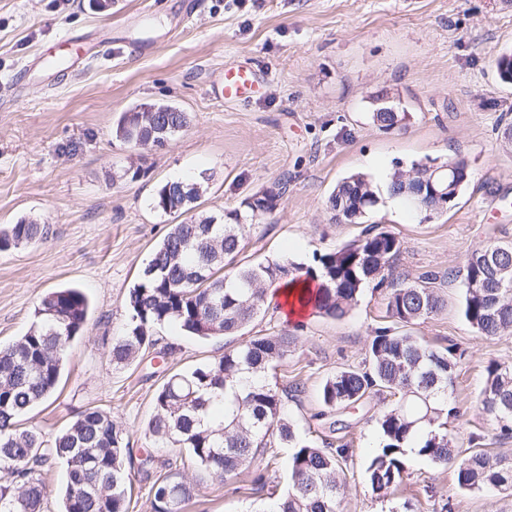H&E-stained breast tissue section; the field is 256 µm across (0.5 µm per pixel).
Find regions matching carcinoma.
<instances>
[{
    "label": "carcinoma",
    "mask_w": 512,
    "mask_h": 512,
    "mask_svg": "<svg viewBox=\"0 0 512 512\" xmlns=\"http://www.w3.org/2000/svg\"><path fill=\"white\" fill-rule=\"evenodd\" d=\"M370 112L379 129L390 132L410 121L401 102L381 111L373 97ZM185 112H127L115 137L140 148L170 141L188 124ZM430 164L397 168L388 186L429 221L441 215L415 202L403 188L426 179ZM469 169L459 160L448 177V195L457 199ZM168 181L153 197V208L169 216H187L155 246L129 290L128 327L112 341V365L124 367L153 344V332L166 324L208 339L238 336L265 311L267 290L288 285L289 277L311 280L306 299L316 313L340 319L368 288H387L386 314L393 325L375 329L365 363L339 371L320 391L328 407L357 405L388 393L394 404L377 419V451L367 468L371 489L383 492L401 485L407 471L406 448L436 464L452 462L463 491L486 487L512 489V464L479 446L460 451L448 440V389L455 383V349L423 344L404 328L438 314L444 301L429 277L414 283L389 279L402 252L400 239L376 225L359 239L313 254L308 263L286 257L258 264H238L246 222L264 220L279 209L280 188H265L240 206L217 217L196 208L203 182ZM371 178L350 173L336 183L326 202L336 222L361 224L377 208ZM46 238V229L21 219L0 230V252ZM461 280L466 322L484 336L512 333V243L493 242L467 257ZM89 303L77 288L48 293L35 310L37 320L14 342L0 346V512H44L48 489L42 471L56 462L65 468L61 512H128L127 481L135 471L151 482L154 512H182L195 488L177 471L153 477L154 457L134 455L123 429L110 412L86 408L53 442L34 428L19 427L20 418L56 391L67 350L85 326ZM296 337L283 331L273 338L252 336L224 355L189 371L171 375L154 399L149 423L158 440L188 449L196 466L219 482L250 466L261 449L279 442L292 448L287 491L273 512H338L339 474L349 448L327 439H303L288 419L285 402L268 373L284 359ZM495 413L500 432L512 437V369L486 367L481 392Z\"/></svg>",
    "instance_id": "obj_1"
}]
</instances>
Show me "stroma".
Here are the masks:
<instances>
[{"label":"stroma","instance_id":"obj_1","mask_svg":"<svg viewBox=\"0 0 512 512\" xmlns=\"http://www.w3.org/2000/svg\"><path fill=\"white\" fill-rule=\"evenodd\" d=\"M0 0V226L30 218L46 241L0 252V344L23 335L42 297L80 289L88 317L64 361L59 386L22 419L53 440L88 406L111 412L134 447L170 462L196 491L184 512H257L286 487L289 448L264 489L251 469L215 481L187 449L164 444L147 426L154 397L176 372L223 355L236 337L199 339L166 326L132 364L113 366L108 351L123 335L130 288L174 219L152 207L161 184L208 177L199 208L220 216L252 193L286 189L279 209L248 225L240 260L285 256L306 263L358 239L363 226L338 223L326 199L347 173L383 187L411 162L464 159L469 182L454 206L421 221L400 201L381 202L368 222L398 236L393 274L411 282L429 273L445 301L437 315L410 326L420 341L455 345L456 385L448 438L512 461V438L482 405L485 368L512 367V333L488 337L461 315L460 281L472 250L512 241V85L497 60L512 52V0ZM102 44L84 69L69 66L65 36ZM250 62L265 76L245 102L212 92L224 68ZM401 100L411 119L386 132L370 119L369 96ZM165 103L189 116L163 148L117 139L120 117L137 105ZM138 177H131V170ZM385 289L365 290L340 319L305 316L288 356L271 371L279 388L301 384L289 400L301 436L345 441L339 512H512V490L460 491L453 467L417 457L403 483L374 493L367 467L377 418L393 400L324 410L319 393L337 371L362 365L375 328L389 325Z\"/></svg>","mask_w":512,"mask_h":512}]
</instances>
